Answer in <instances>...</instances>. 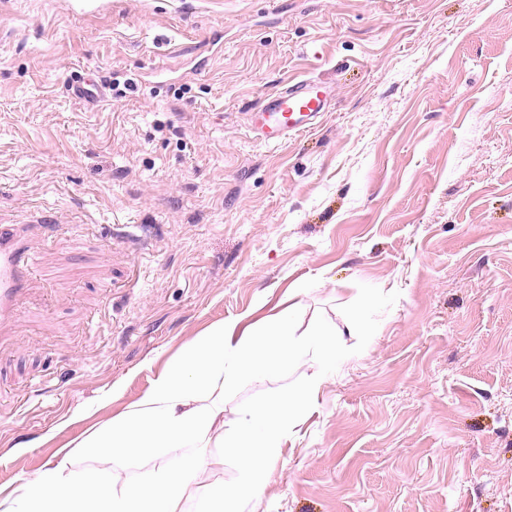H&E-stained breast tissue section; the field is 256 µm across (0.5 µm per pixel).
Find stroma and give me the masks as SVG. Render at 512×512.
<instances>
[{"label":"stroma","mask_w":512,"mask_h":512,"mask_svg":"<svg viewBox=\"0 0 512 512\" xmlns=\"http://www.w3.org/2000/svg\"><path fill=\"white\" fill-rule=\"evenodd\" d=\"M296 77L331 111L258 144L247 112ZM0 221L38 225L41 268L0 335V486L301 284L339 358L242 512H512V0H12ZM195 452L199 493L235 479Z\"/></svg>","instance_id":"35a3bbf8"}]
</instances>
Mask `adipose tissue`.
Returning a JSON list of instances; mask_svg holds the SVG:
<instances>
[{"mask_svg": "<svg viewBox=\"0 0 512 512\" xmlns=\"http://www.w3.org/2000/svg\"><path fill=\"white\" fill-rule=\"evenodd\" d=\"M302 286L288 293L260 325L219 324L184 344L151 387L124 412L99 422L80 441L99 463L91 473L73 469L71 454L59 450L54 465L15 488L0 487V512H240L243 500L258 498L284 441L309 415L322 376L302 391L272 399L259 410L243 409L224 420V395L239 383L285 369L309 352H323V368L335 364L338 329L315 324L297 332ZM217 437L233 460L235 480L210 497L196 499L204 459L168 458L193 443ZM145 456L162 460L141 483L117 485L114 462Z\"/></svg>", "mask_w": 512, "mask_h": 512, "instance_id": "1", "label": "adipose tissue"}]
</instances>
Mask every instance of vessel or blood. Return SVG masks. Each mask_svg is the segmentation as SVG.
<instances>
[{
    "label": "vessel or blood",
    "mask_w": 512,
    "mask_h": 512,
    "mask_svg": "<svg viewBox=\"0 0 512 512\" xmlns=\"http://www.w3.org/2000/svg\"><path fill=\"white\" fill-rule=\"evenodd\" d=\"M332 90L313 79H299L270 93L247 114L256 141L278 144L312 129L328 110ZM27 227L0 224V328L15 326L28 283L39 273L37 255L26 245Z\"/></svg>",
    "instance_id": "vessel-or-blood-1"
}]
</instances>
